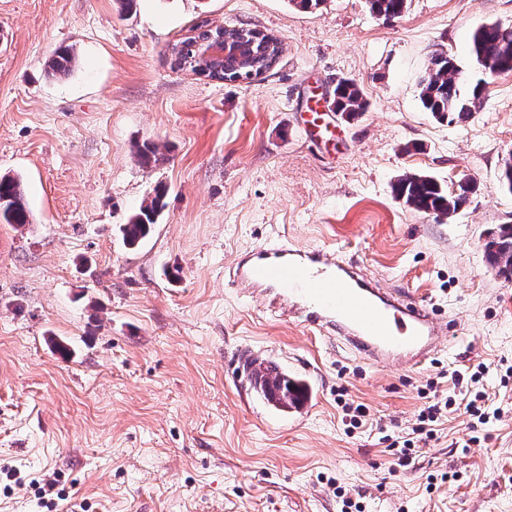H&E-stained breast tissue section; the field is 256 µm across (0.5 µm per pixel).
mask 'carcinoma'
<instances>
[{
  "label": "carcinoma",
  "instance_id": "cac0c4a2",
  "mask_svg": "<svg viewBox=\"0 0 512 512\" xmlns=\"http://www.w3.org/2000/svg\"><path fill=\"white\" fill-rule=\"evenodd\" d=\"M373 13L386 18L400 16L407 0H368ZM198 37L190 36L178 43L180 47L177 67L194 69L197 56ZM240 57L228 61L224 67L211 63L210 69H220L222 77L232 78L242 72V61L257 60L261 63L271 57L266 36L257 34L240 43ZM471 53L483 73L492 77L501 72L512 71V27L496 22L479 25L471 35ZM75 63V56L68 48H61L49 62L54 75L64 76ZM487 81L480 78L467 83L462 70L453 57L445 52L432 56L430 66L419 81V99L423 108L435 118L450 124L467 120L480 103ZM335 110L347 117H354L366 109V100L361 87L353 80L340 79L333 91ZM474 187L463 182L452 192L441 183L426 175H406L393 186L395 196L405 205L426 214L451 218L468 201ZM165 208L164 191L158 190L154 197L128 223L120 226L123 239L130 247L137 246L157 223ZM0 220L23 227L29 223V211L22 182L11 176L0 177ZM489 261L499 267V272L512 276V224H503L497 237L487 242ZM254 382L262 394L281 410L296 407L301 401L304 385L288 377L275 363L251 361L246 364Z\"/></svg>",
  "mask_w": 512,
  "mask_h": 512
}]
</instances>
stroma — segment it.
Segmentation results:
<instances>
[{
    "instance_id": "obj_1",
    "label": "stroma",
    "mask_w": 512,
    "mask_h": 512,
    "mask_svg": "<svg viewBox=\"0 0 512 512\" xmlns=\"http://www.w3.org/2000/svg\"><path fill=\"white\" fill-rule=\"evenodd\" d=\"M512 0H0V175L20 177L23 227L0 224V512H512V280L483 244L512 224V72L468 121L422 110L433 54L473 78L479 25ZM274 34L276 65L212 81L169 49L200 25ZM71 48L65 76L47 64ZM365 112H334L337 80ZM320 105L338 140L304 131ZM154 144L158 163L137 157ZM406 174L474 190L453 219L405 205ZM164 189L136 249L120 233ZM285 239L335 250L448 325L412 366L375 365L302 318L224 282L246 251ZM249 354L302 376L279 412L248 389ZM481 372L488 424L452 405L415 464L390 474L440 370ZM364 404L355 428L343 404ZM52 494L41 495L47 481Z\"/></svg>"
}]
</instances>
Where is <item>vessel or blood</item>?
<instances>
[{
    "label": "vessel or blood",
    "instance_id": "obj_1",
    "mask_svg": "<svg viewBox=\"0 0 512 512\" xmlns=\"http://www.w3.org/2000/svg\"><path fill=\"white\" fill-rule=\"evenodd\" d=\"M238 288L260 291L282 316L303 315L373 362L425 357L447 327L419 301L377 287L353 264L323 249L284 241L241 256L230 270Z\"/></svg>",
    "mask_w": 512,
    "mask_h": 512
}]
</instances>
